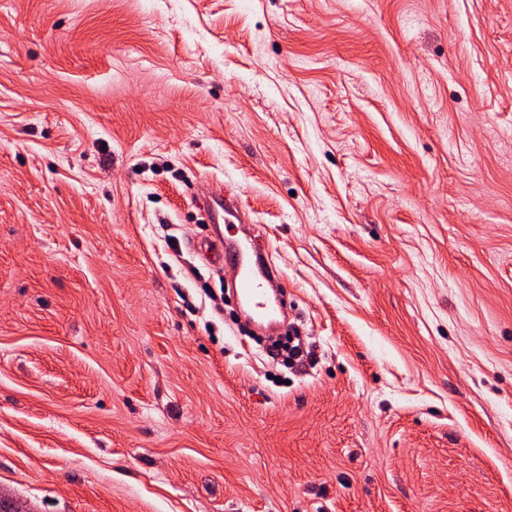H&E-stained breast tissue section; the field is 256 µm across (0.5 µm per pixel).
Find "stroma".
I'll return each instance as SVG.
<instances>
[{
    "instance_id": "35a3bbf8",
    "label": "stroma",
    "mask_w": 512,
    "mask_h": 512,
    "mask_svg": "<svg viewBox=\"0 0 512 512\" xmlns=\"http://www.w3.org/2000/svg\"><path fill=\"white\" fill-rule=\"evenodd\" d=\"M0 499L512 512V0H0ZM199 247L208 263L221 266L231 264L237 269V303L245 305L254 318L272 319L283 309V295L274 289L278 273L271 265L260 263L257 255L261 252V246L256 239L243 244L224 239V235L219 234L201 242ZM249 251L256 255L254 261L249 257Z\"/></svg>"
}]
</instances>
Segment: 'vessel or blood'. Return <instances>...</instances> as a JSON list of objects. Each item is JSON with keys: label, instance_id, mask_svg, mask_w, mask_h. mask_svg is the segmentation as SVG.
Here are the masks:
<instances>
[{"label": "vessel or blood", "instance_id": "vessel-or-blood-1", "mask_svg": "<svg viewBox=\"0 0 512 512\" xmlns=\"http://www.w3.org/2000/svg\"><path fill=\"white\" fill-rule=\"evenodd\" d=\"M261 246L257 240L241 243L217 235L200 244V252L213 265L229 264L236 268L238 304L246 306L254 318H274L283 308L284 299L277 293L274 283L278 278L276 269L257 261Z\"/></svg>", "mask_w": 512, "mask_h": 512}]
</instances>
